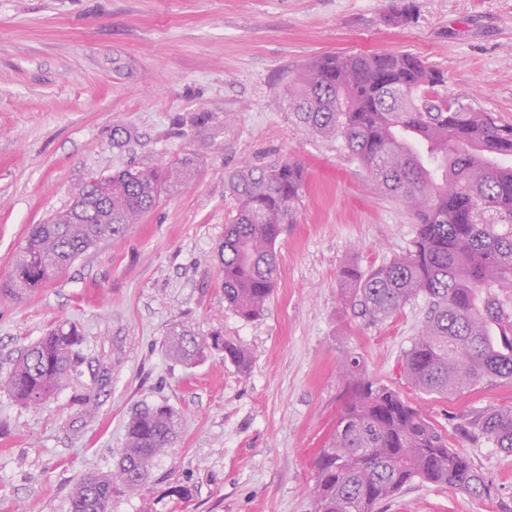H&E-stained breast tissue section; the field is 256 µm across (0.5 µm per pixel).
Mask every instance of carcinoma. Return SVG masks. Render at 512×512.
<instances>
[{"instance_id": "cac0c4a2", "label": "carcinoma", "mask_w": 512, "mask_h": 512, "mask_svg": "<svg viewBox=\"0 0 512 512\" xmlns=\"http://www.w3.org/2000/svg\"><path fill=\"white\" fill-rule=\"evenodd\" d=\"M444 74L404 53L326 54L288 85V106L308 131L341 138L378 188L412 209L411 248L363 272L342 270L344 301L370 323L410 301H427L426 319L404 354L408 382L429 395L462 396L481 383L512 380V125L460 106L441 89ZM195 160L130 164L112 173V209L90 217L62 210L30 226L7 287L33 292L62 274L101 240H118L170 187L188 182ZM307 186L297 161L281 160L231 175L236 213L218 246L224 303L251 320L264 310L277 278L275 245L296 220ZM77 329L50 331L21 352L6 387L39 407L69 380L81 360ZM167 352L187 366L211 348L240 368L248 352L184 326L170 331ZM346 402L316 459L315 512H378L415 479L470 495L489 484L420 408L371 380L358 356L340 362ZM181 416L146 406L127 422L120 483L136 489L171 447ZM468 439L490 438L512 453V409H473L459 426ZM115 475L89 472L75 485L71 512H108Z\"/></svg>"}]
</instances>
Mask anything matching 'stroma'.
I'll return each mask as SVG.
<instances>
[{"label": "stroma", "mask_w": 512, "mask_h": 512, "mask_svg": "<svg viewBox=\"0 0 512 512\" xmlns=\"http://www.w3.org/2000/svg\"><path fill=\"white\" fill-rule=\"evenodd\" d=\"M413 2L396 27L399 0H0V512H71L83 474L114 471L133 411L162 403L181 414L180 433L110 512H314V461L343 406L348 352L491 484L475 497L415 481L385 512H512V453L456 430L470 409L512 407V381L448 398L407 382L425 301L371 323L343 304L340 273L405 252L415 217L342 139L288 108L289 80L314 57L406 52L445 74L448 98L512 124V0ZM187 154L196 178L122 239L44 288L5 289L29 226L84 183ZM283 159L306 166L308 185L276 244L274 292L246 320L224 302L216 259L236 209L225 184ZM179 324L242 346L248 368L214 348L191 368L172 360L163 343ZM73 325L82 360L69 384L40 407L16 402L4 381L20 350Z\"/></svg>", "instance_id": "35a3bbf8"}]
</instances>
